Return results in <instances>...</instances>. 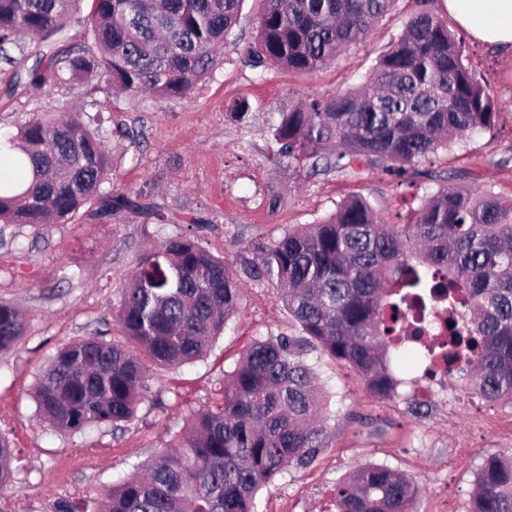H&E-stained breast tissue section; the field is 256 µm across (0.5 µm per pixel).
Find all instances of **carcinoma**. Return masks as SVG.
Listing matches in <instances>:
<instances>
[{"label": "carcinoma", "instance_id": "obj_1", "mask_svg": "<svg viewBox=\"0 0 512 512\" xmlns=\"http://www.w3.org/2000/svg\"><path fill=\"white\" fill-rule=\"evenodd\" d=\"M89 12L80 17L83 2ZM397 0H265L255 67L322 69L366 36ZM242 0H0V60L38 43L33 86L83 81L78 109L34 119L8 139L14 177L0 179L1 224L65 223L94 200L95 214L165 218L143 193L104 187L110 155L96 93L177 97L206 74L237 24ZM86 25L90 45L54 51L66 24ZM105 86H99V81ZM500 109L471 67L463 43L431 11L404 23L363 83L279 113L272 136L290 163L325 167L363 160L405 175L454 140L492 127ZM277 297L301 330L254 343L224 375L223 404L196 416L146 465L82 505L55 512H255L259 490L286 469L309 466L323 447L324 398L300 360L321 351L357 373L366 391L391 397V354L404 347L406 311L433 294L427 318L448 326V372H467L481 397L512 404V196L442 186L413 224H387L352 196L317 224L286 231L262 258ZM240 281L194 235L170 237L143 254L121 288L116 316L127 345L80 338L52 355L34 386L38 412L59 433L134 418L148 364L201 358L238 312ZM25 317L0 301V353L25 332ZM12 449L0 435V487ZM469 512H512V456L484 459ZM418 488L404 475L364 465L336 485L335 512H412Z\"/></svg>", "mask_w": 512, "mask_h": 512}]
</instances>
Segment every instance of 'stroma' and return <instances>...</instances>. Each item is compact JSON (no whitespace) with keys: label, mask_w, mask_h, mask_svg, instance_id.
Wrapping results in <instances>:
<instances>
[{"label":"stroma","mask_w":512,"mask_h":512,"mask_svg":"<svg viewBox=\"0 0 512 512\" xmlns=\"http://www.w3.org/2000/svg\"><path fill=\"white\" fill-rule=\"evenodd\" d=\"M426 7L464 40L502 112L493 128L472 132L414 175L398 177L360 161L315 174L279 157L271 131L279 112L299 100L356 87L417 11L416 0H399L366 38L323 69L302 75L272 66L262 77L244 55L256 44L263 2L244 0L232 36L186 96L98 92L110 118L109 187L144 191L164 204L167 218L160 223L128 211L98 218L92 201L64 224H0V300L17 303L28 316L22 339L0 354V434L13 448L0 512H54L61 499L103 496L178 436L194 413L221 404L224 374L248 347L299 335L274 280L251 275L288 229L316 223L351 196L368 200L386 223L410 224L420 200L450 181L512 195V52L469 37L450 21L444 0H428ZM32 64L25 56L16 66H0L1 137L62 103L79 104L87 91L80 83L37 89L16 83V69ZM243 100L249 110L240 118L233 107ZM127 128L134 138L124 136ZM188 227L241 279L239 314L203 358L151 366L147 397L121 429L102 424L55 432L33 399L50 357L81 337L121 338L115 318L121 288L145 250ZM303 360L326 400L323 449L307 468L288 470L261 490L257 512H325L336 485L368 464L388 466L419 488L414 512H465L483 460L512 450L511 406L482 399L460 408L457 425H448L416 396L414 354L393 360L401 381L394 401L378 400L350 368L320 351H307Z\"/></svg>","instance_id":"stroma-1"}]
</instances>
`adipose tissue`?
Segmentation results:
<instances>
[{"label":"adipose tissue","mask_w":512,"mask_h":512,"mask_svg":"<svg viewBox=\"0 0 512 512\" xmlns=\"http://www.w3.org/2000/svg\"><path fill=\"white\" fill-rule=\"evenodd\" d=\"M456 23L473 38L512 51V0H445Z\"/></svg>","instance_id":"obj_1"}]
</instances>
